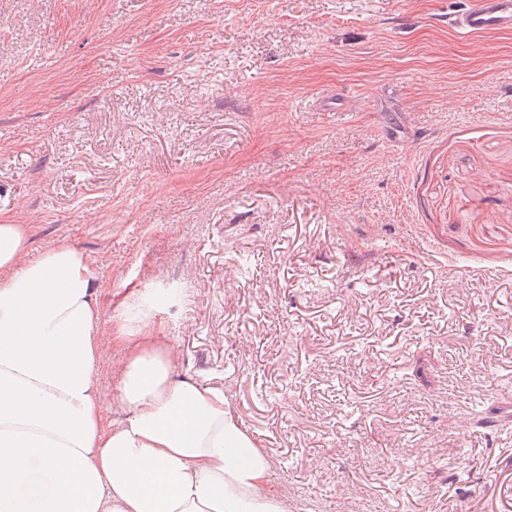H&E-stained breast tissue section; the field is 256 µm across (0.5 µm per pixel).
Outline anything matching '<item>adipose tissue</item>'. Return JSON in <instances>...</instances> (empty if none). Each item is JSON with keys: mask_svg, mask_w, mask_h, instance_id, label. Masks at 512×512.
Returning <instances> with one entry per match:
<instances>
[{"mask_svg": "<svg viewBox=\"0 0 512 512\" xmlns=\"http://www.w3.org/2000/svg\"><path fill=\"white\" fill-rule=\"evenodd\" d=\"M18 224L0 223V512H286L265 449L224 392L177 378V351L147 317L97 324L88 256L61 242L29 259ZM129 347L110 420L95 376Z\"/></svg>", "mask_w": 512, "mask_h": 512, "instance_id": "adipose-tissue-1", "label": "adipose tissue"}]
</instances>
